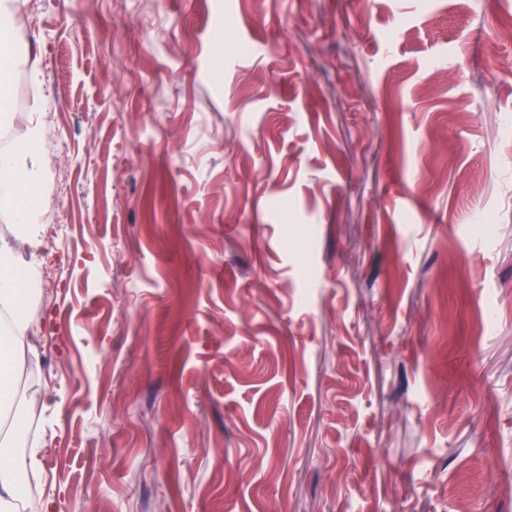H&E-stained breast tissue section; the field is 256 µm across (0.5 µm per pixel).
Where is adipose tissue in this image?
Here are the masks:
<instances>
[{
  "label": "adipose tissue",
  "mask_w": 512,
  "mask_h": 512,
  "mask_svg": "<svg viewBox=\"0 0 512 512\" xmlns=\"http://www.w3.org/2000/svg\"><path fill=\"white\" fill-rule=\"evenodd\" d=\"M39 135L38 128H30L19 144L0 150V204L12 207L15 223L11 238L0 237V512H15L21 493L19 474L30 466L28 458L16 452L22 433L11 408L17 404L13 394L26 365L25 339L39 329L36 300L42 274L37 263L21 262L18 255L23 245H35L39 234L25 208L39 191L35 170ZM17 405L27 415L36 413L29 401Z\"/></svg>",
  "instance_id": "adipose-tissue-1"
}]
</instances>
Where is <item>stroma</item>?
I'll return each instance as SVG.
<instances>
[{"mask_svg": "<svg viewBox=\"0 0 512 512\" xmlns=\"http://www.w3.org/2000/svg\"><path fill=\"white\" fill-rule=\"evenodd\" d=\"M22 14L34 501L512 512V0Z\"/></svg>", "mask_w": 512, "mask_h": 512, "instance_id": "1", "label": "stroma"}]
</instances>
